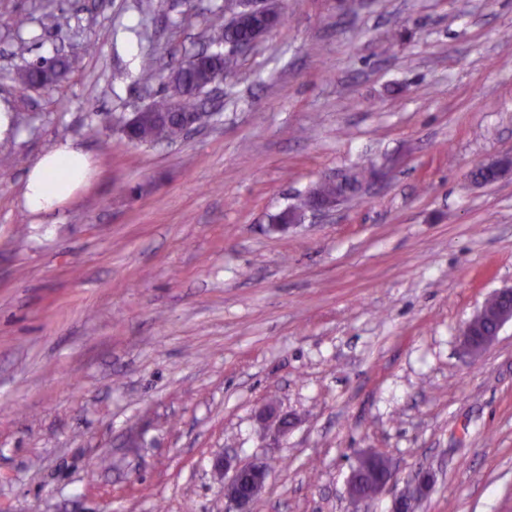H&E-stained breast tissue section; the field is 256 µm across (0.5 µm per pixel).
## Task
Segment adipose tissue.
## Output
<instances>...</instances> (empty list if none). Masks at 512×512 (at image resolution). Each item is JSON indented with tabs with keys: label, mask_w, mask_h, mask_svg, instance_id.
Here are the masks:
<instances>
[{
	"label": "adipose tissue",
	"mask_w": 512,
	"mask_h": 512,
	"mask_svg": "<svg viewBox=\"0 0 512 512\" xmlns=\"http://www.w3.org/2000/svg\"><path fill=\"white\" fill-rule=\"evenodd\" d=\"M93 164L73 141L57 144L30 166L22 188L25 209L33 215L54 213L89 182Z\"/></svg>",
	"instance_id": "1"
}]
</instances>
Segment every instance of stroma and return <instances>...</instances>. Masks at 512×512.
I'll use <instances>...</instances> for the list:
<instances>
[{
	"label": "stroma",
	"mask_w": 512,
	"mask_h": 512,
	"mask_svg": "<svg viewBox=\"0 0 512 512\" xmlns=\"http://www.w3.org/2000/svg\"><path fill=\"white\" fill-rule=\"evenodd\" d=\"M224 0H0V71L67 54L0 101V512H224L213 459H268L252 512H512V326L459 329L512 285V0H284L210 125L135 145L117 120L204 43ZM26 17L24 28L13 25ZM70 140L97 172L55 214L21 203ZM384 180L285 231L324 177ZM276 401L280 437L257 411ZM395 479L352 505L363 452ZM492 296L499 303H509V300L511 299V306L509 303V308L499 310L498 318L495 323L496 327L491 335L481 337L474 335L475 324L479 322L485 314L486 304H483L472 318L462 326L459 333L460 343L463 349L472 356H478L491 347L503 327L507 324L512 325V286L500 288L495 291ZM385 463H384V475L382 478H380L376 484H375V487H374V491L371 495H369L370 497L375 495V494H378L380 493L381 491H383L389 484H391L393 482V479H394V470L391 466V463L390 461L388 460V458H385ZM359 482V473L357 472V469L356 468H353L349 477H348V480H347V492H348V496L349 498L353 501V502H359V501H363L367 498H369V496H365V495H362L360 493L357 492V484ZM434 483V478L428 471H418L413 479L405 486V488L396 497L393 512H405L407 504L410 507L406 510H412L413 504L418 503L427 496Z\"/></svg>",
	"instance_id": "obj_1"
}]
</instances>
